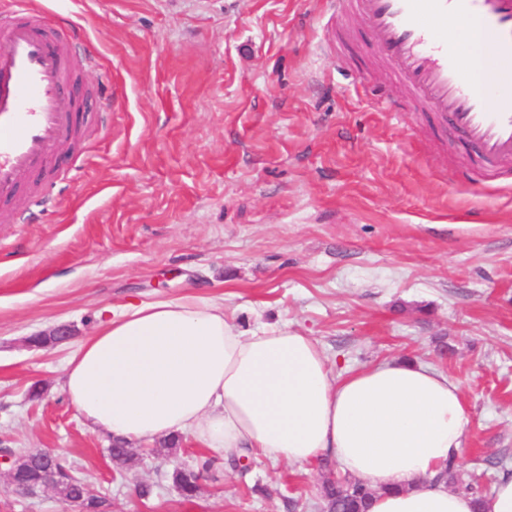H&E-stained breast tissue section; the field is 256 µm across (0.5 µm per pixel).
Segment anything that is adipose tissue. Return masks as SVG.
Here are the masks:
<instances>
[{"mask_svg":"<svg viewBox=\"0 0 512 512\" xmlns=\"http://www.w3.org/2000/svg\"><path fill=\"white\" fill-rule=\"evenodd\" d=\"M63 391L85 426L129 447L190 436L228 460H332L374 489L370 512H512L510 473L481 498L438 479L467 431L460 381L400 361L339 375L313 337L244 331L192 294L102 322L67 361Z\"/></svg>","mask_w":512,"mask_h":512,"instance_id":"obj_1","label":"adipose tissue"}]
</instances>
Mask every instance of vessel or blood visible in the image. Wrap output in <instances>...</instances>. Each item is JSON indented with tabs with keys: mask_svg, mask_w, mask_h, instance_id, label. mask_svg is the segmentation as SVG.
<instances>
[{
	"mask_svg": "<svg viewBox=\"0 0 512 512\" xmlns=\"http://www.w3.org/2000/svg\"><path fill=\"white\" fill-rule=\"evenodd\" d=\"M337 18L352 15L378 40L389 74L429 112L448 121L478 150L475 181L512 177V0H323ZM464 19L488 38L492 80L463 65L469 48L444 33ZM84 40L75 27L38 9L34 0H7L0 9V221L15 220L19 189L76 141L81 108L74 83L94 53L77 58ZM499 89L497 104L489 93Z\"/></svg>",
	"mask_w": 512,
	"mask_h": 512,
	"instance_id": "b4317fda",
	"label": "vessel or blood"
}]
</instances>
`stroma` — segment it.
<instances>
[{
  "instance_id": "35a3bbf8",
  "label": "stroma",
  "mask_w": 512,
  "mask_h": 512,
  "mask_svg": "<svg viewBox=\"0 0 512 512\" xmlns=\"http://www.w3.org/2000/svg\"><path fill=\"white\" fill-rule=\"evenodd\" d=\"M100 57L121 108L61 152L51 199L0 222V451H49L106 512H322L320 465L247 473L192 440L134 446L79 419L63 368L104 306L195 294L242 329L282 323L337 373L394 359L461 381L462 477L512 473V190L476 186L471 147L409 98L355 18L319 0H42ZM384 89L395 109L376 104ZM70 326L45 348L33 336ZM40 399L29 396L32 386ZM215 458L195 497L174 467ZM149 497H140V486ZM0 512H66L0 479Z\"/></svg>"
}]
</instances>
